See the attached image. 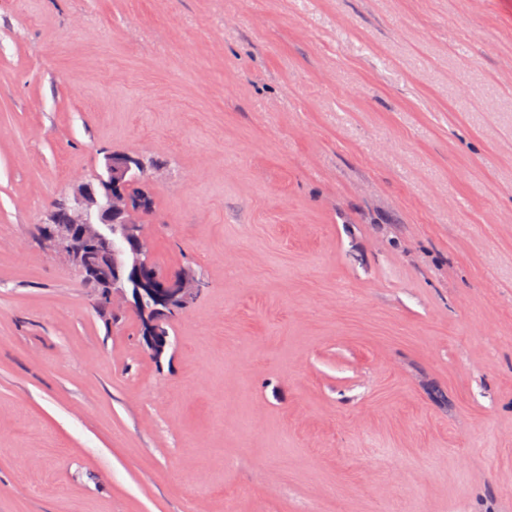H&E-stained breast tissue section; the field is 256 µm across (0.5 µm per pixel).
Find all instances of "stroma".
I'll use <instances>...</instances> for the list:
<instances>
[{"label": "stroma", "instance_id": "1", "mask_svg": "<svg viewBox=\"0 0 512 512\" xmlns=\"http://www.w3.org/2000/svg\"><path fill=\"white\" fill-rule=\"evenodd\" d=\"M106 150L158 361L36 233ZM0 512H512V0H0Z\"/></svg>", "mask_w": 512, "mask_h": 512}]
</instances>
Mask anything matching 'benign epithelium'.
<instances>
[{"label": "benign epithelium", "mask_w": 512, "mask_h": 512, "mask_svg": "<svg viewBox=\"0 0 512 512\" xmlns=\"http://www.w3.org/2000/svg\"><path fill=\"white\" fill-rule=\"evenodd\" d=\"M142 171L131 153L103 155L102 171L73 181L68 202L46 213L42 235L94 291L95 304L131 305L143 322L142 347L158 360L170 346L164 319L194 295L197 278L182 268L158 280L150 268V241L127 181Z\"/></svg>", "instance_id": "obj_1"}]
</instances>
